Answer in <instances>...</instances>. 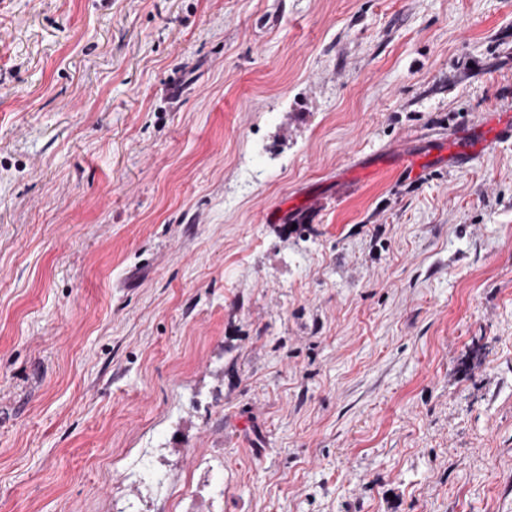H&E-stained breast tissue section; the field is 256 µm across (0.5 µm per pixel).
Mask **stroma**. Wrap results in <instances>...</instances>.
<instances>
[{
  "label": "stroma",
  "instance_id": "35a3bbf8",
  "mask_svg": "<svg viewBox=\"0 0 512 512\" xmlns=\"http://www.w3.org/2000/svg\"><path fill=\"white\" fill-rule=\"evenodd\" d=\"M503 104L512 0H0V512H512ZM494 113L489 112L485 118L484 134L481 138L475 141L477 145L488 140H496L499 142H512V116L510 123L501 122Z\"/></svg>",
  "mask_w": 512,
  "mask_h": 512
}]
</instances>
